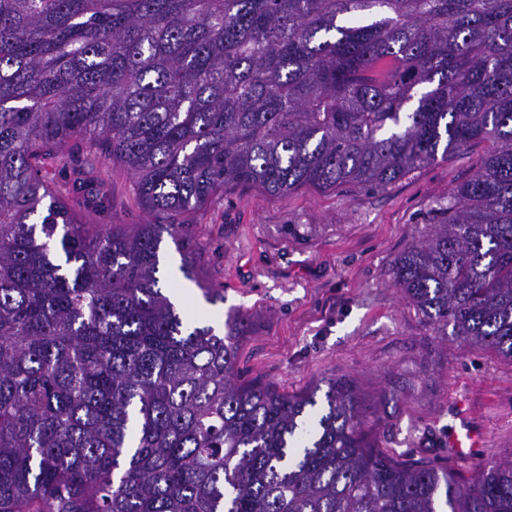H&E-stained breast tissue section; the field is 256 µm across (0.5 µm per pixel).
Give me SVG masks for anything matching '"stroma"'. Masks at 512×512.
Listing matches in <instances>:
<instances>
[{
	"label": "stroma",
	"mask_w": 512,
	"mask_h": 512,
	"mask_svg": "<svg viewBox=\"0 0 512 512\" xmlns=\"http://www.w3.org/2000/svg\"><path fill=\"white\" fill-rule=\"evenodd\" d=\"M485 151L471 144L382 190L301 187L284 198L257 187L225 190L207 206L196 259L201 276L223 286L225 300L207 305L194 286L191 301L221 316L232 306L249 311L238 353L245 377L291 394L352 379L375 413L368 429L384 451L471 476L475 463L512 454V361L431 336L389 269ZM90 176L111 188L95 211L73 191L71 172L54 176L83 220L144 222L123 167ZM463 421L483 438L469 464L448 446Z\"/></svg>",
	"instance_id": "obj_1"
}]
</instances>
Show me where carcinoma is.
Here are the masks:
<instances>
[{"label":"carcinoma","mask_w":512,"mask_h":512,"mask_svg":"<svg viewBox=\"0 0 512 512\" xmlns=\"http://www.w3.org/2000/svg\"><path fill=\"white\" fill-rule=\"evenodd\" d=\"M487 151L393 261L431 335L512 361V0H0V512H512V456L465 479L371 439L347 378H245L198 225L225 189L386 187ZM120 165L148 215L89 224L47 180ZM103 206L104 184L85 189Z\"/></svg>","instance_id":"cac0c4a2"}]
</instances>
